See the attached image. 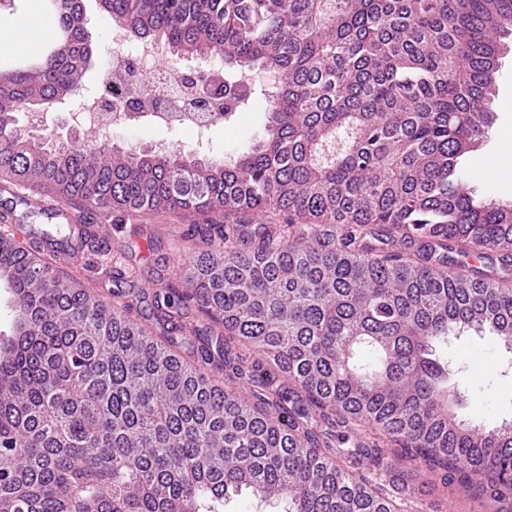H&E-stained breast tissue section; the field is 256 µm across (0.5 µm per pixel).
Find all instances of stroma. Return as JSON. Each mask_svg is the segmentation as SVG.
<instances>
[{
	"instance_id": "obj_1",
	"label": "stroma",
	"mask_w": 512,
	"mask_h": 512,
	"mask_svg": "<svg viewBox=\"0 0 512 512\" xmlns=\"http://www.w3.org/2000/svg\"><path fill=\"white\" fill-rule=\"evenodd\" d=\"M89 4V29L94 47V66L86 74L80 91L83 97L102 94L103 71L112 65L111 23ZM493 121L486 136L462 159L464 182L468 189L498 203L512 204V45L500 60L495 92L490 100ZM262 107L240 113L236 123L228 128L214 129L206 150L210 159L226 164L243 152L250 136L258 134L264 124ZM112 141L119 147L135 149L140 146L180 149L187 144L184 133L171 129L137 130L118 128L112 132ZM83 224H104L108 227L109 245L106 254L86 253L76 277L96 292L106 295L116 288L115 280L108 278L107 269L124 273L126 281L138 290L150 287L158 272L176 273L183 264L181 251L173 241L182 234L193 232L204 223L203 215L194 212L167 213L151 216L156 226L155 238H147L143 223L129 220L123 224L112 221L108 211L81 214ZM449 362L465 360L466 382L469 391L471 418L488 427L512 419V351L491 344L488 337L467 330L451 336L444 349Z\"/></svg>"
}]
</instances>
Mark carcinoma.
I'll use <instances>...</instances> for the list:
<instances>
[{
    "instance_id": "1",
    "label": "carcinoma",
    "mask_w": 512,
    "mask_h": 512,
    "mask_svg": "<svg viewBox=\"0 0 512 512\" xmlns=\"http://www.w3.org/2000/svg\"><path fill=\"white\" fill-rule=\"evenodd\" d=\"M32 68L0 67V172L112 211H193L196 257L138 296L57 273L0 225V512H224L247 489L288 512H426L414 462L488 512L512 508V421L467 415L436 346L512 350V205L468 191L512 0H102L142 42L224 64L196 86L265 122L232 165L79 130L21 127L82 84L83 0ZM490 261V268L461 258ZM197 310V321L183 317Z\"/></svg>"
}]
</instances>
